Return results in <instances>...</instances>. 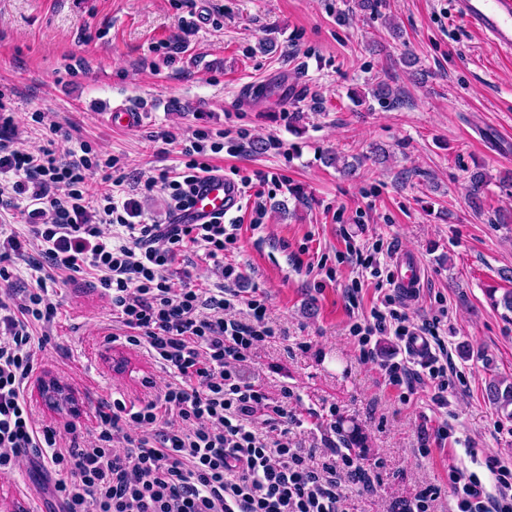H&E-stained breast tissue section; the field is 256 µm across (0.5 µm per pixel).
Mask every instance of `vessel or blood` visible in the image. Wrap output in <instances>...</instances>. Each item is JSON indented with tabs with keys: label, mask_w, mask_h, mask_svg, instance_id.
I'll list each match as a JSON object with an SVG mask.
<instances>
[{
	"label": "vessel or blood",
	"mask_w": 512,
	"mask_h": 512,
	"mask_svg": "<svg viewBox=\"0 0 512 512\" xmlns=\"http://www.w3.org/2000/svg\"><path fill=\"white\" fill-rule=\"evenodd\" d=\"M457 14L486 37L498 52L512 54V0H453ZM242 189L233 178L220 172L204 175L198 185L190 210L176 214L177 224H206L220 214L237 211L241 206ZM395 288L412 296L423 288L425 268L411 252H397L393 258Z\"/></svg>",
	"instance_id": "obj_1"
}]
</instances>
